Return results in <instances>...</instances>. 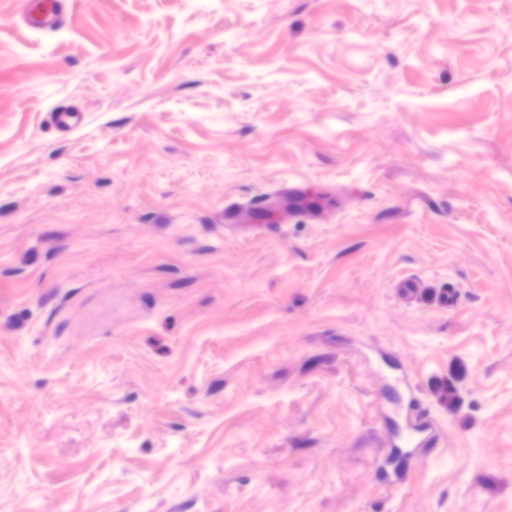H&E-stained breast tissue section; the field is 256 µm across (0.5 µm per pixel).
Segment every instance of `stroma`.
I'll return each mask as SVG.
<instances>
[{
  "label": "stroma",
  "instance_id": "stroma-1",
  "mask_svg": "<svg viewBox=\"0 0 512 512\" xmlns=\"http://www.w3.org/2000/svg\"><path fill=\"white\" fill-rule=\"evenodd\" d=\"M0 512H512V0H0ZM67 6V0H21L19 15L30 27L52 29L60 24Z\"/></svg>",
  "mask_w": 512,
  "mask_h": 512
}]
</instances>
